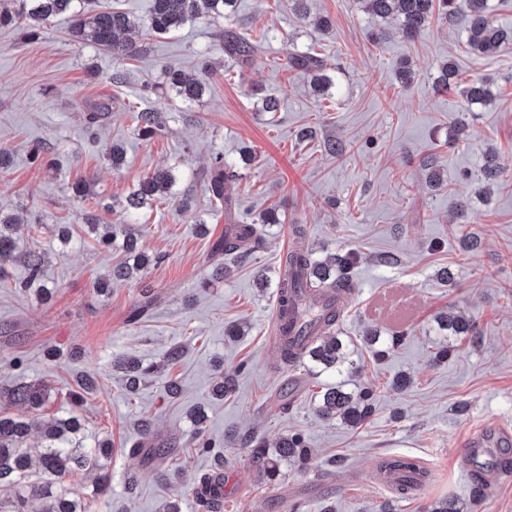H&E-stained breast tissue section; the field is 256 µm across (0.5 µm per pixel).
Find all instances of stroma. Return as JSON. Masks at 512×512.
<instances>
[{"label": "stroma", "mask_w": 512, "mask_h": 512, "mask_svg": "<svg viewBox=\"0 0 512 512\" xmlns=\"http://www.w3.org/2000/svg\"><path fill=\"white\" fill-rule=\"evenodd\" d=\"M310 8L330 18L328 31L300 20L289 0H241L229 26L258 44L247 62L225 55L218 24L206 19L172 35L134 31L147 51L122 62L74 45L63 16L31 37L0 28V149L11 157L0 177V210L40 217L42 282L53 290L47 302L16 290L26 276L23 258H0V388L21 381L51 388L40 409L0 398V413L26 421L62 416L72 409V394L83 396L76 411L85 445L104 438L113 445L107 494H93L91 472L63 480L82 492L88 512H165L173 501L181 512H200L196 487L213 466L212 457L191 445L197 427L190 413L200 405L207 419L199 428L224 458V512H288L295 502L305 512L329 503L336 512H427L439 500L462 512H512V473L486 482L477 498L461 463L481 427H512V50L472 52L460 24L445 22L411 40L389 24L377 47L367 33L378 21L363 0H311ZM305 51L333 66L334 85L324 98H314L309 77L288 66L289 56ZM405 59L413 71L407 86L398 76ZM446 59L460 82L483 81L492 93L490 104L466 113L462 129L454 119L463 98L432 89ZM205 62L212 73L200 100L185 103L169 92L168 68L194 75ZM118 69L124 83H110ZM147 85L157 92L144 102ZM255 88L279 98L280 112L257 111ZM107 97L110 116L88 127L84 105ZM143 102L165 123L148 140L128 117L129 105ZM306 127L311 136L300 138ZM115 142L126 149L116 168L105 155ZM36 143L47 146L38 160L30 152ZM245 146L253 151L246 164L240 161ZM219 152L236 164L239 177L227 187L228 206L215 209L206 185ZM491 155L504 173L482 191L477 177ZM426 161L440 171L442 186H429ZM166 165L180 172L176 198L141 210L136 223L139 245L154 263L139 278L98 291L97 281L122 254L100 249L86 217L122 223L119 200ZM77 182L89 183L87 195H74ZM183 197L191 209L181 208ZM269 208L281 221L266 227L261 248L250 260L231 262L230 277L204 286L222 260L214 244L242 213ZM200 218L207 233L198 230ZM57 224L71 226L69 244L54 236ZM296 240L320 260L358 254L355 292L338 330L360 349L349 389L373 386L378 400L357 430L315 413L331 375L314 374L306 361L285 364L270 341L283 260ZM444 267L453 271V285L438 280ZM260 276L266 288H257ZM383 288L399 289L392 308H409L407 321L370 310ZM449 309L473 318L480 341L458 339L453 355L436 363L434 318ZM236 322L247 331L227 340L224 329ZM369 328L402 331L406 339L379 362L361 347ZM175 346L181 356L167 364ZM120 356L160 371L128 393L112 366ZM242 361L247 368L236 377L235 393L209 398L216 363L230 371ZM398 372L412 378L401 393L389 387ZM168 377L179 382L178 397L165 394ZM294 432L314 452L308 467L291 462L276 483L261 479L243 438L272 444ZM141 438L164 456L132 453L131 443ZM403 455L429 468L426 485L406 499L372 479L382 460Z\"/></svg>", "instance_id": "obj_1"}]
</instances>
